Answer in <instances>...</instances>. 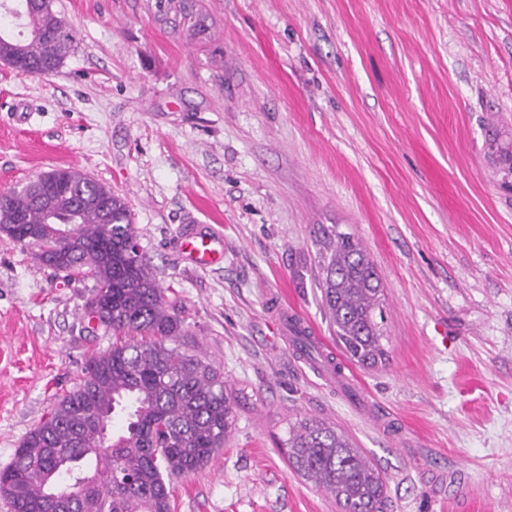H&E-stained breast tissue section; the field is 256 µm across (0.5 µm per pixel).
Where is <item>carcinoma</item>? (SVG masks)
Returning a JSON list of instances; mask_svg holds the SVG:
<instances>
[{
    "label": "carcinoma",
    "mask_w": 512,
    "mask_h": 512,
    "mask_svg": "<svg viewBox=\"0 0 512 512\" xmlns=\"http://www.w3.org/2000/svg\"><path fill=\"white\" fill-rule=\"evenodd\" d=\"M158 13L192 19L184 0H157ZM26 20L14 33L10 19ZM73 37L53 0H0V61L29 75L55 73ZM492 160L512 175V140L489 135ZM62 183L50 202L39 179L0 197V232L44 266L93 280L103 295L97 323L112 345L85 359L80 382L50 411L0 469V498L11 512H55L48 485L77 487L65 512H171V482L204 467L235 427L234 398L213 364L181 343L184 321L170 310L139 247L132 212L111 189L73 168L50 171ZM75 225L62 243L48 225ZM321 300L346 358L375 367L385 360L384 288L362 242L337 224L314 225ZM126 415L123 432L104 438L102 426ZM279 448L289 465L328 493L341 512H384L380 470L343 431L313 417L288 424ZM71 461L57 470V455Z\"/></svg>",
    "instance_id": "obj_1"
}]
</instances>
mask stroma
Segmentation results:
<instances>
[{"mask_svg":"<svg viewBox=\"0 0 512 512\" xmlns=\"http://www.w3.org/2000/svg\"><path fill=\"white\" fill-rule=\"evenodd\" d=\"M54 0L73 30L51 76L0 63V195L76 167L120 194L187 350L220 368L236 425L175 482L172 512H339L278 448L307 416L388 477L386 512H512V0ZM224 239L199 269L185 214ZM359 238L384 287L386 360L297 354L276 303L333 343L313 227ZM90 284L0 233V468L111 345ZM467 478L449 489L444 477ZM488 146L490 157L492 160L501 165L504 172V179H508L512 175V140L511 138H503V136L495 131L489 135Z\"/></svg>","mask_w":512,"mask_h":512,"instance_id":"stroma-1","label":"stroma"}]
</instances>
